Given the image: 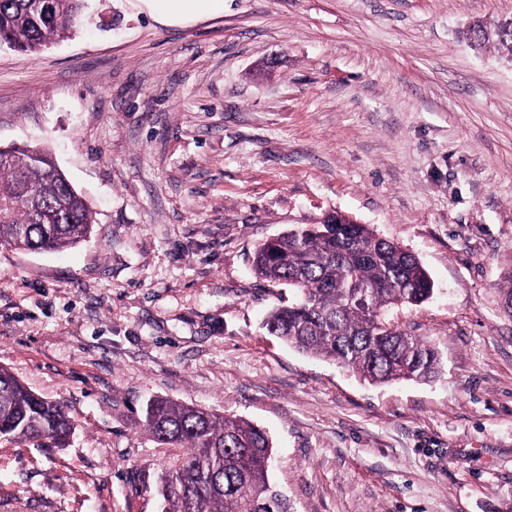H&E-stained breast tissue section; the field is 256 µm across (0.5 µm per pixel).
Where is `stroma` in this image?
<instances>
[{
    "label": "stroma",
    "instance_id": "1",
    "mask_svg": "<svg viewBox=\"0 0 512 512\" xmlns=\"http://www.w3.org/2000/svg\"><path fill=\"white\" fill-rule=\"evenodd\" d=\"M477 20L512 0H88L37 56L0 48V145L50 150L94 217L0 246V365L75 426L0 438V512H160L154 396L264 430L292 512H512V54ZM331 210L430 274L391 317L439 376L374 384L264 328L296 293L255 247ZM152 16L162 20H177L221 12L224 0H143ZM467 35L478 46H481L486 41L488 42L490 38L496 37L499 43L506 46L512 52V28L510 26L490 31L483 23L475 22L469 27Z\"/></svg>",
    "mask_w": 512,
    "mask_h": 512
}]
</instances>
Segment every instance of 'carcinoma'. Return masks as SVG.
Listing matches in <instances>:
<instances>
[{
  "instance_id": "cac0c4a2",
  "label": "carcinoma",
  "mask_w": 512,
  "mask_h": 512,
  "mask_svg": "<svg viewBox=\"0 0 512 512\" xmlns=\"http://www.w3.org/2000/svg\"><path fill=\"white\" fill-rule=\"evenodd\" d=\"M85 2L53 0L44 16L41 0H0V44L33 55L71 30ZM467 35L478 46L495 37L512 51L511 27L490 31L475 22ZM49 160L40 149L0 156V245L53 251L91 233L87 203ZM252 264L259 277L298 291L295 302L265 320L268 332L292 347L376 383L427 380L442 370L439 352L389 317L430 300V276L411 252L366 225L328 214L259 245ZM141 426L158 443L183 450L159 477L161 512H290L269 478L272 445L264 430L163 397L146 403ZM73 432L64 406L0 367V437L59 446Z\"/></svg>"
}]
</instances>
